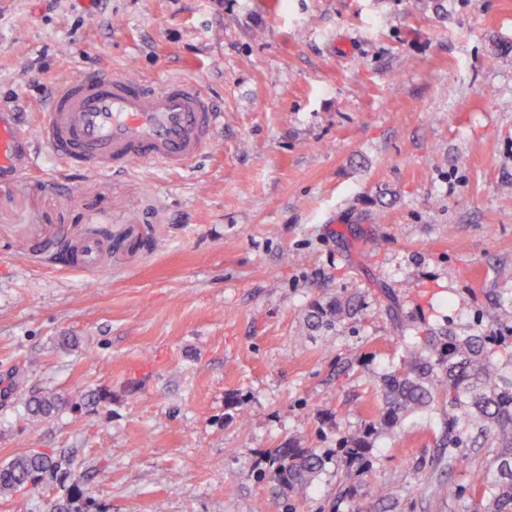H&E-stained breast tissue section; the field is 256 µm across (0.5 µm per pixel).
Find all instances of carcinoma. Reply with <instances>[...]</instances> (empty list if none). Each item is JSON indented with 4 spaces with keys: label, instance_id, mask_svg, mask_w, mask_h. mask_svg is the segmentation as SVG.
I'll list each match as a JSON object with an SVG mask.
<instances>
[{
    "label": "carcinoma",
    "instance_id": "1",
    "mask_svg": "<svg viewBox=\"0 0 512 512\" xmlns=\"http://www.w3.org/2000/svg\"><path fill=\"white\" fill-rule=\"evenodd\" d=\"M359 310L356 297L346 296L313 304L306 316L309 330L330 334ZM488 337L474 329L458 336L451 328L430 331L419 340H403V366L380 378L382 410L365 421L359 433L344 437L337 454L344 472V485L338 498L357 494L358 483L373 466L375 440L390 434L408 416L442 407L448 419L438 447L437 462L453 467L469 447L470 434L491 440L500 448L499 465L477 470L472 488L486 502L484 512H512V372L506 373L491 358ZM62 398L41 391L27 403V412L37 418L53 415ZM331 461L328 454L312 448H299L288 442L270 452L259 479L276 483L288 496L305 494ZM68 469L54 451L31 450L0 465V495L10 496L24 488H35L45 480L65 481ZM86 497L79 486L54 507V512H81L73 501Z\"/></svg>",
    "mask_w": 512,
    "mask_h": 512
}]
</instances>
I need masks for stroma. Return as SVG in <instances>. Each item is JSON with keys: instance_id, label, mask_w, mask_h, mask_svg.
Listing matches in <instances>:
<instances>
[{"instance_id": "obj_1", "label": "stroma", "mask_w": 512, "mask_h": 512, "mask_svg": "<svg viewBox=\"0 0 512 512\" xmlns=\"http://www.w3.org/2000/svg\"><path fill=\"white\" fill-rule=\"evenodd\" d=\"M94 70L194 77L216 148L184 170L52 157L49 97ZM0 109L38 159L0 181V464L71 462L0 512L75 485L89 512H282L266 453L335 451L380 411L403 337L477 325L512 361V0H0ZM100 227L96 269L53 260ZM346 295L358 315L306 330ZM48 387L62 408L32 418ZM444 418L379 436L353 499L329 463L294 512H478L470 473L498 450L433 466ZM359 310L355 296L336 298L328 302L313 304L306 316V327L309 330L330 334L337 331L346 319L354 316Z\"/></svg>"}]
</instances>
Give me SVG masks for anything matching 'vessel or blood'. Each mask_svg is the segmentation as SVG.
<instances>
[{"label":"vessel or blood","mask_w":512,"mask_h":512,"mask_svg":"<svg viewBox=\"0 0 512 512\" xmlns=\"http://www.w3.org/2000/svg\"><path fill=\"white\" fill-rule=\"evenodd\" d=\"M218 120L197 80L154 84L93 71L56 89L37 137L75 167L120 171L143 161L170 170L212 149ZM26 137L8 113H0V177L35 166V157L20 146Z\"/></svg>","instance_id":"1"}]
</instances>
